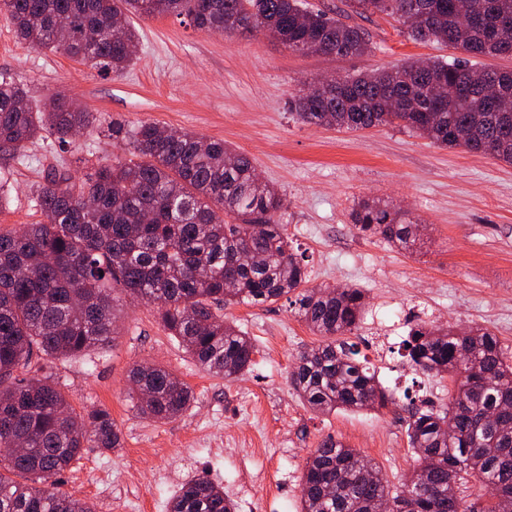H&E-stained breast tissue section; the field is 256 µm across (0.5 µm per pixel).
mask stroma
I'll list each match as a JSON object with an SVG mask.
<instances>
[{
	"mask_svg": "<svg viewBox=\"0 0 512 512\" xmlns=\"http://www.w3.org/2000/svg\"><path fill=\"white\" fill-rule=\"evenodd\" d=\"M306 2L364 29L371 53L302 54L267 36L202 32L156 16L133 21L139 42L130 69L104 76L77 58L20 42L0 12V73L22 80L33 100L62 93L108 118L189 131L246 154L286 199L282 218L310 272L309 287L364 290V318L346 340L395 393L393 404L359 412L322 415L304 405L288 377L297 353L321 339L286 299L224 308L256 348L252 370L224 379L202 371L154 309L120 298V334L95 369L79 357L36 360L31 369L58 382L77 411L108 410L121 431V447L85 449L56 485L96 512H167L171 496L194 477L223 487L236 512H300L306 459L328 438L357 449L399 485L416 464L407 436L412 410L445 408L451 388L449 379L415 371L403 357L410 326L422 319L486 328L512 361V165L435 145L402 127L306 124L288 108L299 87L323 77L415 59L450 61L458 50L413 41L393 18L356 13L349 0ZM26 153L27 164L0 162L9 182L0 195L2 231L44 222L30 188L48 171L78 178L83 161L129 156L125 147L88 135L65 150L45 138ZM364 198L408 211L419 223L414 247L359 233L351 213ZM138 364L165 366L187 383L190 408L169 421L142 417L129 397L128 375Z\"/></svg>",
	"mask_w": 512,
	"mask_h": 512,
	"instance_id": "stroma-1",
	"label": "stroma"
}]
</instances>
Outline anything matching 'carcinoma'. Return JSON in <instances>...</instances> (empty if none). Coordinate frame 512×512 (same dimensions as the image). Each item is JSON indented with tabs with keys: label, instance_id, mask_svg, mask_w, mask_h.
Returning <instances> with one entry per match:
<instances>
[{
	"label": "carcinoma",
	"instance_id": "1",
	"mask_svg": "<svg viewBox=\"0 0 512 512\" xmlns=\"http://www.w3.org/2000/svg\"><path fill=\"white\" fill-rule=\"evenodd\" d=\"M463 19L456 0H352L358 13L396 20L415 41L448 44L475 56H512V33H497L512 18V0H471ZM17 35L41 50L77 57L119 76L134 62L137 31L112 33L121 14L170 15L194 28L268 35L308 54L361 57L369 35L303 0H0ZM393 98L398 110L382 101ZM291 110L308 124L349 130L397 125L432 143L461 147L512 164V70H482L468 59L336 78L329 89L292 98ZM112 136L131 158L92 167L80 183L53 172L32 186L41 224L0 231V447H20L0 459V512H96L94 505L56 490L57 477L88 442L121 447L105 409L76 412L50 377H28L33 357L86 358L96 367L114 344L117 293L156 301L158 319L194 362L210 375L233 378L253 365L255 345L220 311L263 305L294 295L295 311L318 346L298 352L290 374L299 398L313 411L383 407L393 397L339 340L361 323L362 289L306 288V265L294 253L280 218L282 195L255 174L246 155L183 130L162 135L158 125L128 127L56 96L34 102L24 84L0 75V153L26 157L36 139L65 146L73 131ZM150 221L142 222L144 214ZM352 221L364 235L408 248L415 220L380 198L359 201ZM259 257L238 263V255ZM411 366L453 384L448 407L417 410L408 423L417 465L398 487L356 449L326 439L312 450L301 478V512H512V364L480 327L459 332L420 321L402 341ZM130 397L155 421L189 408L188 385L168 369L136 365ZM498 414L501 425L489 421ZM453 426L454 432L447 431ZM16 475H32L37 485ZM168 512H236L224 490L206 478L183 483Z\"/></svg>",
	"mask_w": 512,
	"mask_h": 512
}]
</instances>
